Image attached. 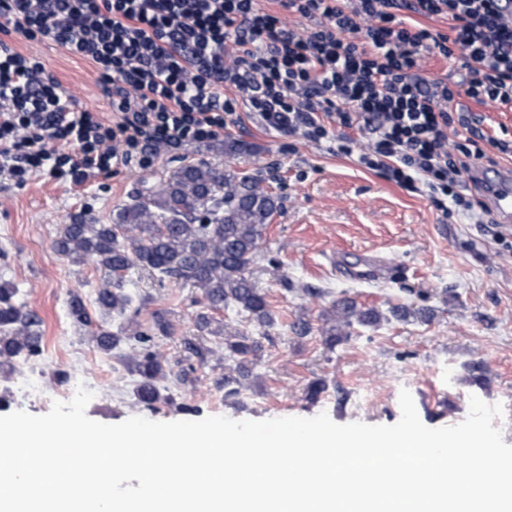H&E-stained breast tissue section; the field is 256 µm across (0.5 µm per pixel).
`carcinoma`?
Segmentation results:
<instances>
[{
	"mask_svg": "<svg viewBox=\"0 0 512 512\" xmlns=\"http://www.w3.org/2000/svg\"><path fill=\"white\" fill-rule=\"evenodd\" d=\"M279 209L278 197L261 187L256 177L200 160L172 169L160 184L138 192L118 211L113 224H90L75 215L62 225L53 249L64 258L92 262L105 271L107 279L96 298L105 312L122 315L132 308L135 299L127 285L133 275L196 290L195 332L181 338L185 366L176 372L167 369L158 345L159 337L175 333L166 309L153 310L145 324L133 319L113 332L102 327L92 331L96 347L103 352L124 344L132 350L127 361L137 377L134 395L140 406L156 412L160 403L171 400V390H194L197 367L205 366L214 353L213 337L224 340V358L216 364L221 373L211 379L213 389L234 399L249 388L267 334L250 336L225 325L216 314L233 304L256 326H273L267 293L247 270L266 224ZM391 313L397 319L433 317L430 308L399 305ZM69 314L78 325H92L78 295L70 301ZM379 321L375 309L353 298H340L324 315V342L333 348L343 340L344 328L355 322L374 326ZM42 341V319L27 306L22 289L0 285V366L28 363L41 354Z\"/></svg>",
	"mask_w": 512,
	"mask_h": 512,
	"instance_id": "obj_1",
	"label": "carcinoma"
}]
</instances>
